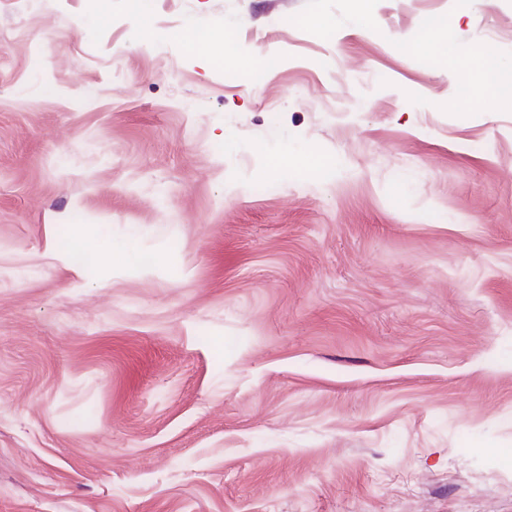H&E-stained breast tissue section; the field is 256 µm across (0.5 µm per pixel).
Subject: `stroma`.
Masks as SVG:
<instances>
[{
    "label": "stroma",
    "instance_id": "35a3bbf8",
    "mask_svg": "<svg viewBox=\"0 0 512 512\" xmlns=\"http://www.w3.org/2000/svg\"><path fill=\"white\" fill-rule=\"evenodd\" d=\"M146 2L0 0V512H512V0ZM407 51L417 52L426 49L433 55L445 58L448 68L454 69L471 85L472 98L480 97L490 108L495 109L511 104L504 99L503 64L496 51L489 45L463 51L450 41H436L424 44H409ZM292 163H299L314 170H322L329 168L333 164V159L331 156L317 151H308L297 157L290 154L288 149L272 152L268 157V166L271 168H279Z\"/></svg>",
    "mask_w": 512,
    "mask_h": 512
}]
</instances>
